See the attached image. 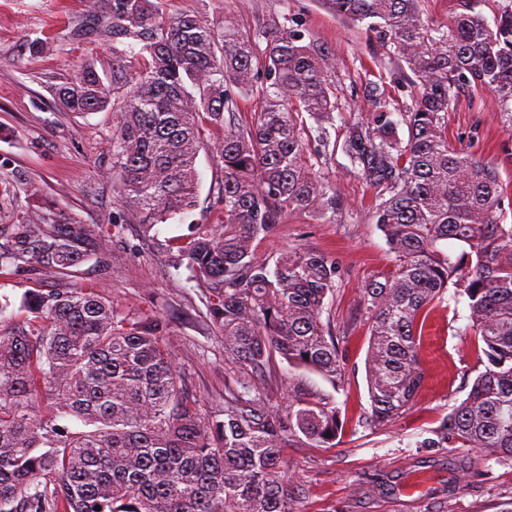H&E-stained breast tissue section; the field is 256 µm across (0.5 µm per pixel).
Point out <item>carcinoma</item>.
Wrapping results in <instances>:
<instances>
[{"mask_svg": "<svg viewBox=\"0 0 512 512\" xmlns=\"http://www.w3.org/2000/svg\"><path fill=\"white\" fill-rule=\"evenodd\" d=\"M361 24L415 88L401 121L384 111L346 127L342 151L375 192L374 218L393 268L369 280L365 426L408 411L424 379L422 328L448 288L467 298L484 371L417 448H473L512 461V224L493 162L448 144V112L467 89L512 113V11L490 24L477 0H456L449 29L419 0H325ZM112 36V76L86 63L53 88L65 113L112 106V179L149 233L197 205L204 129L222 173L214 204L224 223L178 237L168 265L202 288L206 321L243 378L223 413H202L166 340L168 322L125 313L69 278L106 265L112 237L26 191L0 199V276H50L18 308L0 295V512H293L282 449L340 442L339 409L320 396L276 400L275 359L321 375L345 373L343 349L322 315L336 291V259L309 248L257 254L292 212L331 223L336 189L307 164L303 115L330 145L336 85L328 48L299 27L244 33L229 19L161 15L154 0H93ZM265 46H260V43ZM262 103L239 122L238 97ZM407 126L400 139L399 123ZM460 246L456 258L439 244ZM101 510H95V507Z\"/></svg>", "mask_w": 512, "mask_h": 512, "instance_id": "carcinoma-1", "label": "carcinoma"}]
</instances>
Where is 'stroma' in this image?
<instances>
[{
    "mask_svg": "<svg viewBox=\"0 0 512 512\" xmlns=\"http://www.w3.org/2000/svg\"><path fill=\"white\" fill-rule=\"evenodd\" d=\"M164 13H187L221 23L231 17L239 29L289 18L333 53L336 75L331 140H342L345 122L390 108L411 105L414 89L383 67L386 51L365 28L333 13L324 0H160ZM88 0H0V177L21 189H34L86 223L118 226L112 259L101 267H79L76 284H95L123 311H150L169 317L168 341L189 388L203 401L204 412L224 407V389L242 371L224 359V344L201 319L202 290L165 263L169 240L188 224L210 229L223 215L213 199L221 174L212 154L197 159L201 184L198 204L187 221L156 225L152 238L141 236L138 220L123 207L112 182L111 109L86 115L60 112L52 85L74 78L86 61L98 70L112 69L111 39L93 34ZM50 37L52 47L31 54L34 37ZM448 142L493 160L512 198V118L503 116L486 92H464L448 114ZM308 162L331 181L341 206L333 223L304 214L287 215L261 241L266 257L304 246L335 257L341 267L334 299L325 311L346 337V375L332 386L317 373L276 363L272 384L281 400L313 392L336 405L344 434L336 447L308 448L291 443L283 450L285 477L294 512H512V462L470 448H417V437L437 428L467 394L483 371L478 345L468 330L465 297L446 293L424 329L425 381L413 408L389 426L364 427L370 399L364 362L368 321L362 290L387 272L393 256L378 230L375 193L356 173L342 151Z\"/></svg>",
    "mask_w": 512,
    "mask_h": 512,
    "instance_id": "35a3bbf8",
    "label": "stroma"
}]
</instances>
